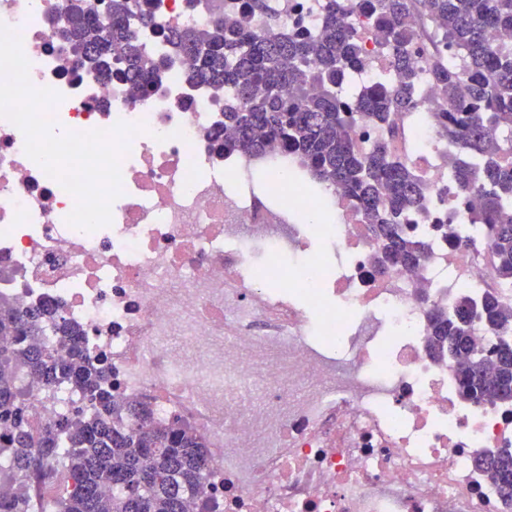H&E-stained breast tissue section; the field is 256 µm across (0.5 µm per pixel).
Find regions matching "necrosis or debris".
I'll list each match as a JSON object with an SVG mask.
<instances>
[{
    "instance_id": "obj_1",
    "label": "necrosis or debris",
    "mask_w": 512,
    "mask_h": 512,
    "mask_svg": "<svg viewBox=\"0 0 512 512\" xmlns=\"http://www.w3.org/2000/svg\"><path fill=\"white\" fill-rule=\"evenodd\" d=\"M58 0H0L36 88L60 99L52 131L145 123L121 159L110 225L67 224L75 200L0 118V299L55 308L80 328L112 394L147 403L153 423L190 426L211 465L191 512H512L476 459L512 449V405L465 399L456 361L428 351L429 312L460 296L512 307L479 241L468 236L475 194L450 183L453 147L435 128L395 115L391 152L430 192L415 235L430 252L412 271L373 270L378 245L349 198L316 182L291 153L216 156L224 101L175 63L134 100L126 83L65 71ZM158 25L201 28L186 0H141ZM324 0H266L250 26L317 31ZM415 65L460 64L435 24L413 14ZM82 404L33 388V430Z\"/></svg>"
}]
</instances>
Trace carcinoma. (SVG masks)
Segmentation results:
<instances>
[{"mask_svg":"<svg viewBox=\"0 0 512 512\" xmlns=\"http://www.w3.org/2000/svg\"><path fill=\"white\" fill-rule=\"evenodd\" d=\"M64 0L68 15L62 50L71 70L95 72L103 81L125 80L140 94L163 78L159 60L145 58L137 31L150 28L186 63L191 82L224 92V136L218 151L244 156L283 149L296 155L320 183L354 200L379 249L374 268L415 267L428 245L406 231L407 217L421 213L427 189L407 161L392 155L381 137L363 146L354 137L366 121L390 134L392 113L411 111L422 94L413 54L416 30L405 25L418 10L434 22L449 49L466 62L459 71L432 60V87L451 112H431L437 135L462 153L446 157L449 176L472 190L478 206L464 224L476 226L500 284L512 288V49L489 40L491 30L512 31V0H326L319 32L252 29L216 13L204 28H157L152 13L135 0ZM376 22L380 50L399 80L375 73L370 85L345 84L368 62L363 43L344 15ZM292 88L295 98L285 97ZM480 323L496 339L494 359L472 338ZM69 349L52 353L46 331ZM430 349L458 358L463 397L490 405L512 404V308L494 295L478 308L461 297L448 311L430 315ZM54 391L73 385L88 401L74 416H60L35 434L28 428L27 379ZM107 371L87 358L80 336L55 319L52 308L21 311L0 302V421L13 438L0 446L10 459L6 477L15 484L9 512H34L28 495L32 472L61 471L69 488L54 512H188L199 497L209 459L200 436L186 427L157 428L151 409L112 398ZM482 465L498 493L512 498V450L501 448Z\"/></svg>","mask_w":512,"mask_h":512,"instance_id":"carcinoma-1","label":"carcinoma"}]
</instances>
